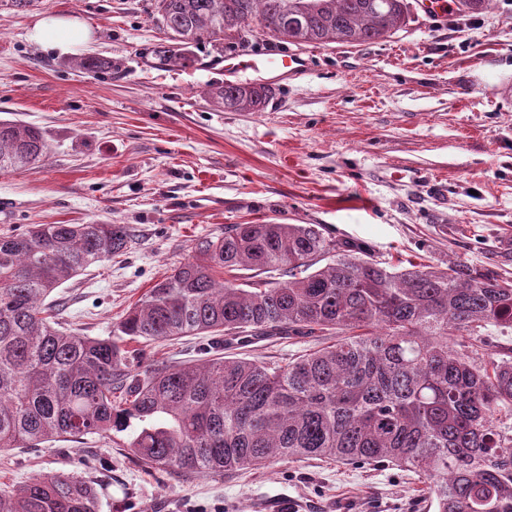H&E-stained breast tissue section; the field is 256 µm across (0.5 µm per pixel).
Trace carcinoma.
Here are the masks:
<instances>
[{
	"label": "carcinoma",
	"mask_w": 512,
	"mask_h": 512,
	"mask_svg": "<svg viewBox=\"0 0 512 512\" xmlns=\"http://www.w3.org/2000/svg\"><path fill=\"white\" fill-rule=\"evenodd\" d=\"M162 65L245 42L365 44L400 29L406 0H156ZM77 66L112 71V59ZM269 88L216 83L218 107L263 110ZM39 129L0 122V171L44 160ZM130 242L122 224H32L0 235V450L109 435L145 466L184 474L319 458L424 475L437 512H512V360L479 352L512 329V279L451 262L398 269L317 224H227L122 316L118 335L54 327L45 300ZM250 270L255 280L240 281ZM335 343L284 365L217 355L146 364L131 342L245 332ZM0 512H99L90 481L57 472L0 486Z\"/></svg>",
	"instance_id": "1"
}]
</instances>
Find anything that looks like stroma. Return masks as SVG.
<instances>
[{"label": "stroma", "mask_w": 512, "mask_h": 512, "mask_svg": "<svg viewBox=\"0 0 512 512\" xmlns=\"http://www.w3.org/2000/svg\"><path fill=\"white\" fill-rule=\"evenodd\" d=\"M388 37L309 44L307 71L272 84L263 111L214 106L225 81L212 46L186 67L156 63L154 0H37L0 5V119L38 128L46 161L0 172V233L32 224H122L123 253L52 296L63 327L115 335L130 304L200 239L228 224H318L407 267L457 261L512 278V0L433 22L414 3ZM93 32L80 55L44 50L46 16ZM106 56L111 72L75 68ZM332 335L250 336L225 354L285 363ZM207 337L159 341L153 363L201 359ZM127 430L82 443L0 452V484L67 472L93 481L99 512H436L424 476L387 464L278 462L224 476L142 467Z\"/></svg>", "instance_id": "35a3bbf8"}]
</instances>
